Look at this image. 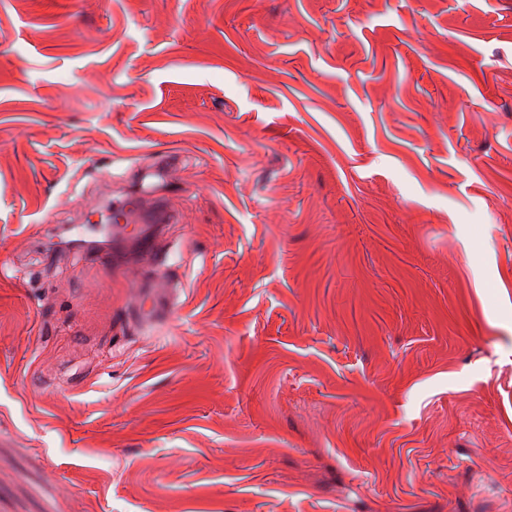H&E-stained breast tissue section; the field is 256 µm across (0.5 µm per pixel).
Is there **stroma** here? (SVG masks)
Masks as SVG:
<instances>
[{
    "label": "stroma",
    "instance_id": "35a3bbf8",
    "mask_svg": "<svg viewBox=\"0 0 512 512\" xmlns=\"http://www.w3.org/2000/svg\"><path fill=\"white\" fill-rule=\"evenodd\" d=\"M0 512H512V0H0ZM112 198L107 202L108 220L113 223L110 231L112 234V264L109 269L123 268L129 258L125 247L132 246V260L138 265L161 271V276L144 283L140 288V299L135 307V315L141 323L164 321L172 300L166 293V288L171 283L164 278V272L160 269L166 265L165 258L158 248V237L155 233H146L142 225L137 224H170L176 217L164 207L157 205L153 208L145 207L140 195L127 193L119 201Z\"/></svg>",
    "mask_w": 512,
    "mask_h": 512
}]
</instances>
